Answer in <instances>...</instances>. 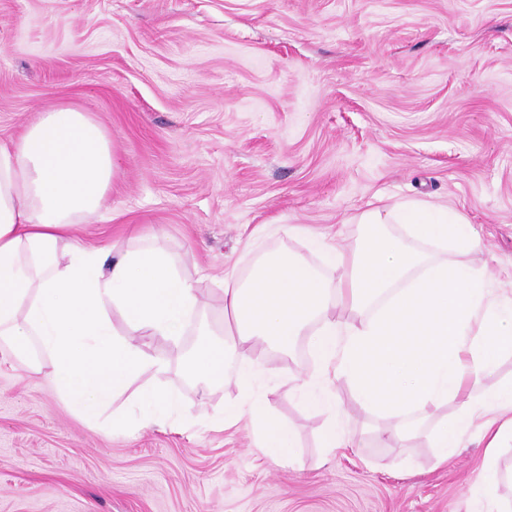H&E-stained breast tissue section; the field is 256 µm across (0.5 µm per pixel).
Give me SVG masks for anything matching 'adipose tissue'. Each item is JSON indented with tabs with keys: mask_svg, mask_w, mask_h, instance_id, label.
Here are the masks:
<instances>
[{
	"mask_svg": "<svg viewBox=\"0 0 512 512\" xmlns=\"http://www.w3.org/2000/svg\"><path fill=\"white\" fill-rule=\"evenodd\" d=\"M114 167L104 130L78 106L48 109L12 144H0V352L26 360L40 350L55 391L88 421L99 420L141 374L164 371L165 360L135 335L175 343L197 315L192 283L163 252L145 247L115 258L110 249L76 242L75 224L99 212ZM357 221L371 232L350 248L317 234L308 239L337 269L336 279L286 251L262 258L246 281L225 278L224 308L234 325L222 340L194 349L193 368L206 387L220 385L231 353L257 338L285 351L311 328L318 372L297 379L299 401L314 411L335 407L325 382L346 380L361 406L388 414L375 432L383 445L413 432V413L457 402V419L430 437L443 463L462 446L472 414L492 412L480 433L486 446L478 501L481 512H500L490 490L499 450L512 440V382L478 400L467 389L512 350V297L490 288L479 269L436 264L413 248L416 240L462 253L475 248L460 212L410 200L366 209ZM387 224L403 225L407 240L383 233ZM116 309L126 332L112 325ZM259 379L254 366H241L244 394L225 406L223 421L255 420L262 455L284 467L295 433L270 415ZM134 404L143 425H172L182 414L175 394L153 386L140 388Z\"/></svg>",
	"mask_w": 512,
	"mask_h": 512,
	"instance_id": "obj_1",
	"label": "adipose tissue"
}]
</instances>
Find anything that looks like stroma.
I'll return each instance as SVG.
<instances>
[{
    "instance_id": "stroma-1",
    "label": "stroma",
    "mask_w": 512,
    "mask_h": 512,
    "mask_svg": "<svg viewBox=\"0 0 512 512\" xmlns=\"http://www.w3.org/2000/svg\"><path fill=\"white\" fill-rule=\"evenodd\" d=\"M89 112L117 168L102 214L78 225L87 247L170 254L192 281L198 320L179 343L154 337L163 372L142 382L177 394L173 429L85 421L28 364H0V512H474L485 444L469 433L436 462L429 435L456 405L414 414L410 439L380 447L385 413L336 384L337 412L293 395L312 374L309 334L249 358L270 412L290 424L294 461L257 451V424L223 426L240 387H203L184 353L198 322L224 330L225 274L245 278L287 250L332 276L305 231L354 243L353 215L420 198L460 211L479 245L434 244L433 262L482 270L512 292V0H0V141L61 104ZM299 225V234L277 232ZM338 417L354 447L325 458Z\"/></svg>"
}]
</instances>
